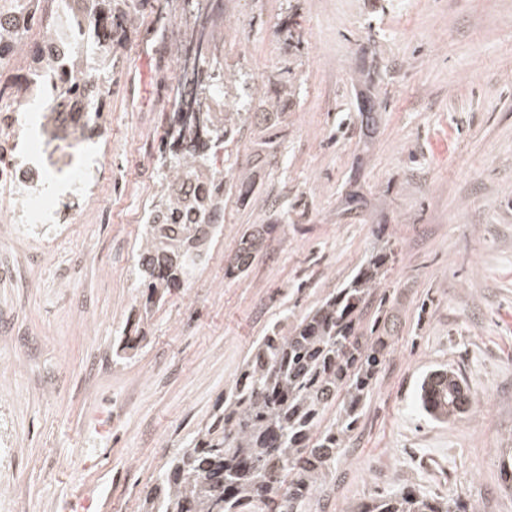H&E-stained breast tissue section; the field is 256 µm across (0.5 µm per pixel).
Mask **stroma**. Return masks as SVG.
<instances>
[{"instance_id":"obj_1","label":"stroma","mask_w":512,"mask_h":512,"mask_svg":"<svg viewBox=\"0 0 512 512\" xmlns=\"http://www.w3.org/2000/svg\"><path fill=\"white\" fill-rule=\"evenodd\" d=\"M96 138L99 200L65 243L0 223V512H143L146 487L209 419L260 336L300 323L372 254L395 335L325 494L356 512L405 488L512 512L498 451L512 448V0H224L220 68L296 94L278 153L240 206L248 135L224 157V231L189 284L144 309L135 249L158 189L172 72L192 17L135 0ZM155 47L142 61L140 43ZM383 101L365 117L371 92ZM357 193L359 213L348 210ZM273 225L246 272L229 257ZM141 337L133 355L120 339ZM455 369L476 398L438 421L422 378Z\"/></svg>"}]
</instances>
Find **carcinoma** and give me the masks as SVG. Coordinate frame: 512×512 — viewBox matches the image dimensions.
Returning <instances> with one entry per match:
<instances>
[{
	"instance_id": "1",
	"label": "carcinoma",
	"mask_w": 512,
	"mask_h": 512,
	"mask_svg": "<svg viewBox=\"0 0 512 512\" xmlns=\"http://www.w3.org/2000/svg\"><path fill=\"white\" fill-rule=\"evenodd\" d=\"M63 19L83 17L88 26L107 32L106 43L48 39L31 50L27 68L15 77L8 97L29 100L38 91L35 80L51 70L58 97L100 102L94 73L112 80V54L133 25L129 0H60ZM217 40L208 18L196 21L183 54L193 55L192 92L176 88L167 137L161 153L160 190L153 197L143 228L135 275L143 288L144 308L169 288L187 284L202 261L207 244L221 231L224 175L210 160L212 147L235 138L260 114L254 127L262 133V149L253 167L276 157L285 100L261 93L235 100L224 93V115L202 111L221 85L240 76L215 73ZM210 175L208 195L187 198L184 181ZM254 172L236 179L237 199L247 203L254 192ZM195 211L196 224H169V213ZM272 225L252 224L242 234L228 272L246 271L270 234ZM384 253H377L351 283L288 330L271 326L245 360L239 376L224 391L209 422L174 450L144 497V512H306L312 496L324 490L336 472L346 439L362 412L379 366L389 353L391 332L377 295L386 274ZM374 310L369 334L358 331ZM467 390L461 377L443 367L429 372L420 385L423 408L434 419L449 420L466 411L460 400ZM338 406L336 418L326 412ZM499 469L506 489L512 488V451L503 448ZM358 512H466L457 501L402 490L364 503Z\"/></svg>"
}]
</instances>
